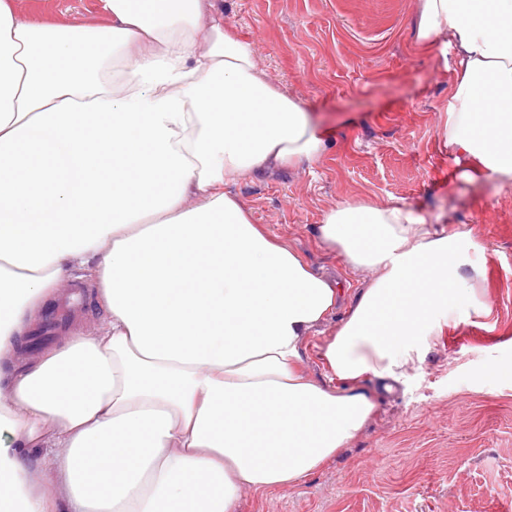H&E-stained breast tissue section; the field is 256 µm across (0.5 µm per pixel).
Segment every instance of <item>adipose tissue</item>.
Listing matches in <instances>:
<instances>
[{
  "instance_id": "1",
  "label": "adipose tissue",
  "mask_w": 512,
  "mask_h": 512,
  "mask_svg": "<svg viewBox=\"0 0 512 512\" xmlns=\"http://www.w3.org/2000/svg\"><path fill=\"white\" fill-rule=\"evenodd\" d=\"M99 3L104 26L0 0V512H236L354 441L361 381L404 382L450 308L487 315V268L465 226L357 200L313 235L359 286L316 273L232 190L315 170L307 103L214 0ZM414 43L454 59L461 177L512 188V0H419ZM88 277L105 319L28 357L37 313Z\"/></svg>"
}]
</instances>
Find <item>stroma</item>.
Masks as SVG:
<instances>
[{
    "label": "stroma",
    "instance_id": "stroma-1",
    "mask_svg": "<svg viewBox=\"0 0 512 512\" xmlns=\"http://www.w3.org/2000/svg\"><path fill=\"white\" fill-rule=\"evenodd\" d=\"M259 66L331 130L316 175L239 182L256 223L317 271L340 273L313 227L336 203L402 201L471 230L484 251L489 316L449 310L450 325L394 393L361 388L376 410L361 435L300 485L237 512H512V191L455 177L442 145L449 73L414 51V0H220ZM32 21L107 24L99 0H15Z\"/></svg>",
    "mask_w": 512,
    "mask_h": 512
}]
</instances>
